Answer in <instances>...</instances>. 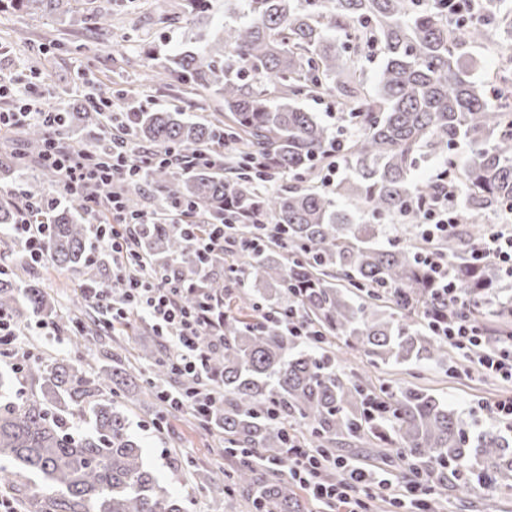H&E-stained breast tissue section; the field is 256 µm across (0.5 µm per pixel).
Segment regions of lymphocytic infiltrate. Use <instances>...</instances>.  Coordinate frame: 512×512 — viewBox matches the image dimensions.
<instances>
[{
  "instance_id": "f902f5d3",
  "label": "lymphocytic infiltrate",
  "mask_w": 512,
  "mask_h": 512,
  "mask_svg": "<svg viewBox=\"0 0 512 512\" xmlns=\"http://www.w3.org/2000/svg\"><path fill=\"white\" fill-rule=\"evenodd\" d=\"M25 91L24 98L13 108L0 112V128L19 127L35 120L50 126L58 123V109L44 104L45 94L37 84L26 86ZM176 158L171 150H139L134 141L123 136L118 137L111 156L104 159L88 153L75 155L57 137L47 140L42 155L43 163L58 175L57 192L61 197L79 203L91 217L104 209L112 213L111 223L94 225L92 249L120 255V262L112 268L113 280H118L119 285L114 288L106 283L88 288L89 300L113 321L132 315L141 318L155 335L163 338L182 383L175 389H162L160 397L176 409H188L202 417L221 391L218 374L210 370V355L224 348V298L203 291L195 306L183 305L182 288L134 248L140 226L152 223L151 214L126 217L118 196L104 200L99 195L104 186L124 178H137L148 167ZM432 180L433 193L416 205L421 228L418 257L443 280L449 298L462 304L466 297L449 279L447 260L432 250L437 239L457 233L460 228L461 191L447 165H440ZM469 260L474 266L488 260L496 262L512 279L511 205L499 209L493 229L472 242ZM429 328L475 368L512 381L511 335L489 339L476 319L452 314L430 316ZM286 455L289 478L300 487L316 512H369V503L378 491L392 487L389 478L327 454L300 435L289 436ZM330 470L341 472V479L327 478Z\"/></svg>"
}]
</instances>
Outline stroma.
Instances as JSON below:
<instances>
[{
  "mask_svg": "<svg viewBox=\"0 0 512 512\" xmlns=\"http://www.w3.org/2000/svg\"><path fill=\"white\" fill-rule=\"evenodd\" d=\"M178 2L112 0L108 34L95 33L89 23L90 0H69L62 13L2 7L0 83L18 79L37 83L49 102L70 112L84 104L72 93L78 84L112 98L122 95L139 100L147 111L174 107L191 118L223 111L222 98L207 92L193 94L181 81L152 86L145 80L166 56L182 51L198 37L213 38L226 19L224 0H207L204 10L191 13L180 9ZM32 272L58 307L68 310L81 288L76 274L48 264L35 265ZM161 347V339L152 330L117 328L101 332L88 355L94 360L114 354L133 357ZM332 354L345 376H364L375 387L391 380L426 388L477 429L492 425L494 404L512 397V383L477 373L454 350L444 368L418 363L376 369L367 365L362 352L345 348L339 339ZM130 420L145 462L173 493L190 492L185 472L196 469L220 478L228 471L230 462L219 449L218 438L205 435L191 411L162 417L138 406L132 408ZM439 491L447 498L450 512H512V489L478 488L466 495L458 487L443 485Z\"/></svg>",
  "mask_w": 512,
  "mask_h": 512,
  "instance_id": "stroma-1",
  "label": "stroma"
}]
</instances>
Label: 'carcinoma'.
Instances as JSON below:
<instances>
[{"mask_svg": "<svg viewBox=\"0 0 512 512\" xmlns=\"http://www.w3.org/2000/svg\"><path fill=\"white\" fill-rule=\"evenodd\" d=\"M18 9L54 11L62 0H11ZM95 29L112 28V0H93ZM240 20L224 25V39L203 38L156 72L174 74L190 86L224 100L229 124L216 117H184L177 111L133 112V137L166 150L179 163H157L137 182L115 185L129 214L142 212L140 182L154 187L161 210H189L206 224L224 221L230 202L256 210L276 225L264 244L224 262L201 256L184 226L166 218L140 227L138 250L186 289L183 303L198 301L195 288L227 297L224 350L211 356L223 377L224 399L203 418L210 432L224 435L235 450L227 481H187L233 507L236 493L248 496L253 512H301L285 475L288 430L282 419L306 426L317 447L328 452L352 440L377 441L381 459L404 466L411 479L432 475L467 484L497 486L512 481V438L497 431L473 436L448 405L415 387L371 392L362 380L343 377L324 346L342 336L363 350L370 365L425 362L448 365V344L433 335L427 317L438 310L486 319L502 326L512 319L503 295L505 275L492 262L469 264L479 232L471 223L512 204V70L494 86L495 99L470 75L462 47L501 33L512 34L506 0H480L476 17L468 0H241ZM380 47L375 86H363V52ZM330 97L355 132L330 156L333 130L298 105L302 98ZM94 124L91 112H67L63 125L24 129L28 154L41 156L56 130L71 145L98 156L112 154V139L92 140L75 122ZM463 143L468 153L450 154ZM428 153L454 161L463 186L466 228L433 244L448 258L449 276L468 296L454 306L440 292L433 270L417 259L411 203L428 197L432 181L413 171ZM348 175L328 188L284 186L260 193L268 169L279 177L315 174L333 159ZM0 175L23 183L21 196L40 200L44 184L26 176L12 156L0 157ZM403 218L401 247L377 241L380 219ZM26 218L48 226L47 262L97 282L105 259L87 258V227L79 207L33 208L20 215L14 202L0 203V229ZM243 242L261 237L258 224H231ZM248 290L233 293L234 267ZM298 316L322 330L317 345L300 347L282 318ZM0 312L21 326L33 316L73 335V346L92 343L112 328L100 318L86 324L81 301L61 315L33 275L0 278ZM150 376L130 359L113 356L93 371L79 355L34 359L23 375L44 381L37 397L0 373V491L16 498L22 512H190L192 498L173 495L143 459L130 431L124 400L143 397L161 407L158 387L177 379L165 351L144 353ZM112 388V397L102 390ZM268 460L279 468L270 469Z\"/></svg>", "mask_w": 512, "mask_h": 512, "instance_id": "carcinoma-1", "label": "carcinoma"}]
</instances>
